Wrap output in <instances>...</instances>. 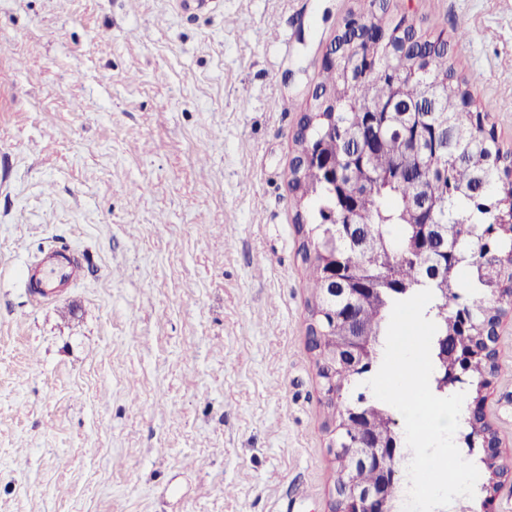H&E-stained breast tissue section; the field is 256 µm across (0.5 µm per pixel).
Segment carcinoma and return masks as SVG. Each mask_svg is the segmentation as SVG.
I'll use <instances>...</instances> for the list:
<instances>
[{
    "label": "carcinoma",
    "mask_w": 512,
    "mask_h": 512,
    "mask_svg": "<svg viewBox=\"0 0 512 512\" xmlns=\"http://www.w3.org/2000/svg\"><path fill=\"white\" fill-rule=\"evenodd\" d=\"M364 6L348 14L334 37L336 65L322 68L315 93L294 137L296 154L289 171V187L296 206L297 231L302 236L301 256L310 291L309 315L325 335L336 337V390L339 396L332 417L337 438L359 433L355 420L346 417L350 403L372 410L371 425L385 428L393 422L391 407L372 397L365 382L381 365L382 347L393 303L421 290L433 293L425 316L437 325L431 343L433 372L429 385L438 397L454 394L437 382L440 359L437 337L453 335L467 314L471 326L454 341L458 352L470 356L467 394L478 399L488 372L486 340L499 318L500 300L512 289V223L497 235L485 236L486 225L499 223L512 210V151L503 150L490 122L487 106L471 95L472 80H461L448 68V42L423 34L404 15L391 13L388 0H362ZM392 31L389 40L372 46L358 43L359 24ZM371 56L385 69L360 72L361 58ZM403 100L414 111L401 120L389 117L374 150L373 166L360 161L368 142L361 131L368 108ZM425 142L429 152L420 168L405 156V133ZM320 151L336 164V183L321 168L306 160ZM434 208V223L446 227L445 247L454 251L457 265L439 274L429 260L402 259L420 226L414 203L419 189ZM356 194L361 222L355 230L370 245L361 249L341 233L340 213ZM336 235V255L346 281H364L374 290L356 299L357 325L368 336L369 359L356 370L344 357L349 328L331 320L341 315V294H327L324 254ZM354 479L361 486L378 481L376 468L360 466Z\"/></svg>",
    "instance_id": "carcinoma-1"
}]
</instances>
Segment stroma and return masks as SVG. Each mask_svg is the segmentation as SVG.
<instances>
[{
  "label": "stroma",
  "mask_w": 512,
  "mask_h": 512,
  "mask_svg": "<svg viewBox=\"0 0 512 512\" xmlns=\"http://www.w3.org/2000/svg\"><path fill=\"white\" fill-rule=\"evenodd\" d=\"M357 6L0 0V512H329L288 172ZM390 7L449 41L512 147V0ZM57 245L81 272L40 303ZM498 365L512 471V318Z\"/></svg>",
  "instance_id": "35a3bbf8"
}]
</instances>
